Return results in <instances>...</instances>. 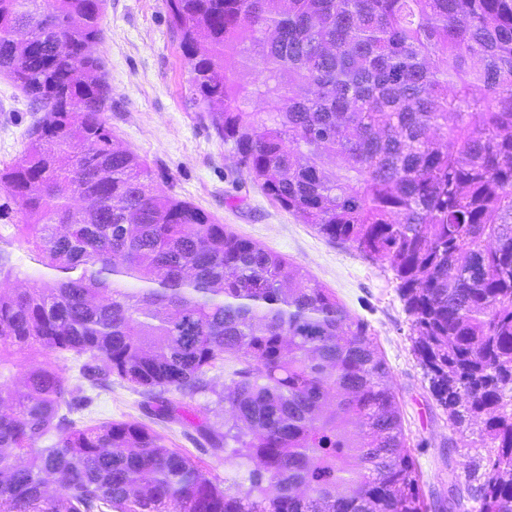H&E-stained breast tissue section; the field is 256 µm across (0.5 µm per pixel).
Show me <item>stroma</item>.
Here are the masks:
<instances>
[{"mask_svg": "<svg viewBox=\"0 0 512 512\" xmlns=\"http://www.w3.org/2000/svg\"><path fill=\"white\" fill-rule=\"evenodd\" d=\"M99 45L112 87L105 120L114 143L138 154L155 185L177 194L229 227L305 267L335 292L353 319L365 322L386 361L407 445L421 473L425 500L448 490L450 476L484 456L468 431L450 427L436 406L413 351L409 320L390 270L300 224L239 173L192 94L191 74L171 30L165 0H106ZM29 100L0 76V166L23 150L36 122ZM141 397L113 383L91 410L92 422L141 419Z\"/></svg>", "mask_w": 512, "mask_h": 512, "instance_id": "35a3bbf8", "label": "stroma"}]
</instances>
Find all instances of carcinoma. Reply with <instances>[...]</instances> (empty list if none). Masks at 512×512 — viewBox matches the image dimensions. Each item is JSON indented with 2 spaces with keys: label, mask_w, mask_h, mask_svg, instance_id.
<instances>
[{
  "label": "carcinoma",
  "mask_w": 512,
  "mask_h": 512,
  "mask_svg": "<svg viewBox=\"0 0 512 512\" xmlns=\"http://www.w3.org/2000/svg\"><path fill=\"white\" fill-rule=\"evenodd\" d=\"M104 2L0 0V75L44 112L0 169V243L51 270L20 289L0 248V512H430L368 325L112 144ZM166 6L238 170L389 263L436 406L487 449L448 512H512V0ZM114 376L162 421L215 393L203 452L235 473L142 421L77 424ZM175 399L180 401L184 407L195 411L200 416V419H196L197 422L201 420V422H205L215 428L221 427L224 423V404H216V397L211 393L200 394L193 399L185 398L182 400L179 396H176Z\"/></svg>",
  "instance_id": "1"
}]
</instances>
